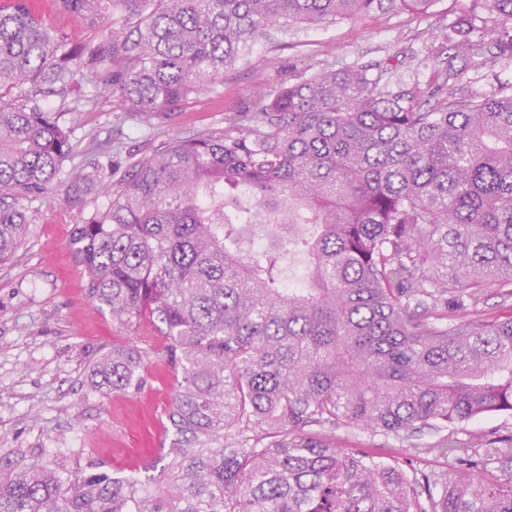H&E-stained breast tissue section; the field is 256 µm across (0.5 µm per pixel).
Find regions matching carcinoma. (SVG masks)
Returning <instances> with one entry per match:
<instances>
[{
	"label": "carcinoma",
	"instance_id": "1",
	"mask_svg": "<svg viewBox=\"0 0 512 512\" xmlns=\"http://www.w3.org/2000/svg\"><path fill=\"white\" fill-rule=\"evenodd\" d=\"M434 0H55L72 40L29 0H0V84L91 86L128 112L180 106L293 22L418 11ZM479 40L454 45L428 90L362 68L257 94L255 125L175 139L121 170L91 147L73 163L64 112L0 95V264L34 202L66 184L70 247L90 299L165 338L176 385L171 448L143 478L44 448L0 457V512H512V434L459 424L512 415V317L471 310L512 285V85L482 98L451 80L512 57V0H482ZM462 66H455L456 60ZM106 199L85 213L90 195ZM284 230L247 249L239 226ZM303 246L299 288L281 259ZM142 340L89 364L101 395L137 393ZM411 440L451 460L435 475L331 436ZM31 9L35 16L48 19L59 32L69 38L81 39L86 33L84 21L77 16L57 12L53 0H32Z\"/></svg>",
	"mask_w": 512,
	"mask_h": 512
}]
</instances>
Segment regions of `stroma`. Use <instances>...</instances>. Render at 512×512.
Masks as SVG:
<instances>
[{
	"label": "stroma",
	"instance_id": "35a3bbf8",
	"mask_svg": "<svg viewBox=\"0 0 512 512\" xmlns=\"http://www.w3.org/2000/svg\"><path fill=\"white\" fill-rule=\"evenodd\" d=\"M479 11L478 0H434L424 12L297 24L288 34L276 32L254 43L247 61L169 112H128L117 97L105 94L73 111L55 88L36 102L66 108L77 150L104 140L113 160L124 165L172 139L223 127L230 115L251 125L255 89L273 95L297 75L363 66L393 85L427 82L445 67L453 44L477 39L467 19ZM507 82L512 59L492 57L467 69L460 88L481 97ZM75 222L62 192L34 203L28 237L13 260L0 265V454L46 448L74 461L99 458L112 470L140 474L171 446L164 411L174 377L155 356L145 365L148 383L140 393L103 396L90 388L93 354L138 345L150 330L121 326L91 301L70 249ZM334 437L345 447L396 457L405 468L439 463L428 435L413 444L353 429L336 430Z\"/></svg>",
	"mask_w": 512,
	"mask_h": 512
}]
</instances>
